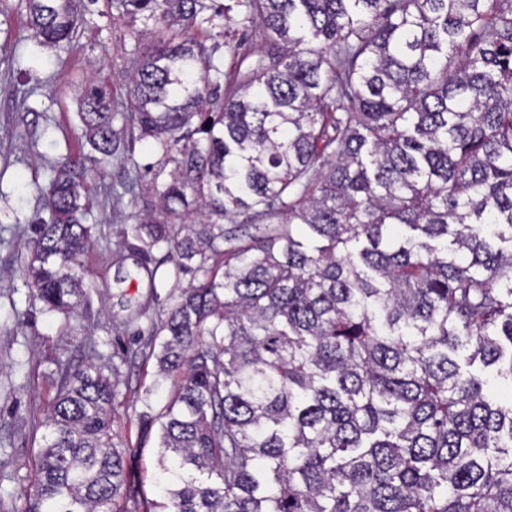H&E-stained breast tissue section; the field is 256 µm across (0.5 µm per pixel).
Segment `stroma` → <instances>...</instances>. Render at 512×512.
I'll list each match as a JSON object with an SVG mask.
<instances>
[{
  "label": "stroma",
  "instance_id": "stroma-1",
  "mask_svg": "<svg viewBox=\"0 0 512 512\" xmlns=\"http://www.w3.org/2000/svg\"><path fill=\"white\" fill-rule=\"evenodd\" d=\"M16 3L0 0L6 12L0 23V459L11 461L0 469V512H23L22 490L35 475L44 444L46 401L65 366L79 364L84 339L62 315L44 310L18 270L28 253L26 229L39 206V189L48 183L49 162L84 148L74 114L90 73L85 67L57 73L56 50H45L36 66L42 85L27 103H20L28 77L20 67H7L6 60L27 57L31 45L18 38L26 14ZM80 43L86 58L97 61V76L109 84L114 100H125L136 64L128 20L88 14ZM159 159L150 141L142 140L134 143L127 160L91 172L97 204L88 221L98 233L83 264L95 289L81 308L83 323L93 331L107 365L119 359L130 340L131 313L146 312L138 326L147 350L135 364L121 368L116 420L125 445L134 451L133 470L149 495L154 492L158 438L147 425L157 421L173 388L172 380L158 374L149 329L153 321L166 318L182 283L174 275L167 245L154 247L143 260L124 240L125 216L151 207L152 195H118L114 189L135 166L144 180H151Z\"/></svg>",
  "mask_w": 512,
  "mask_h": 512
}]
</instances>
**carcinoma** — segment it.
Wrapping results in <instances>:
<instances>
[{"label": "carcinoma", "instance_id": "obj_1", "mask_svg": "<svg viewBox=\"0 0 512 512\" xmlns=\"http://www.w3.org/2000/svg\"><path fill=\"white\" fill-rule=\"evenodd\" d=\"M19 2L20 39L77 51L76 0ZM108 2L144 19L128 98L85 87L88 151L51 165L23 273L78 316L124 108L172 166L122 189L174 217L124 235L191 276L155 330L175 391L154 499L87 340L23 512H512V400L484 373L512 384V0H236L267 50L227 87L215 0Z\"/></svg>", "mask_w": 512, "mask_h": 512}]
</instances>
